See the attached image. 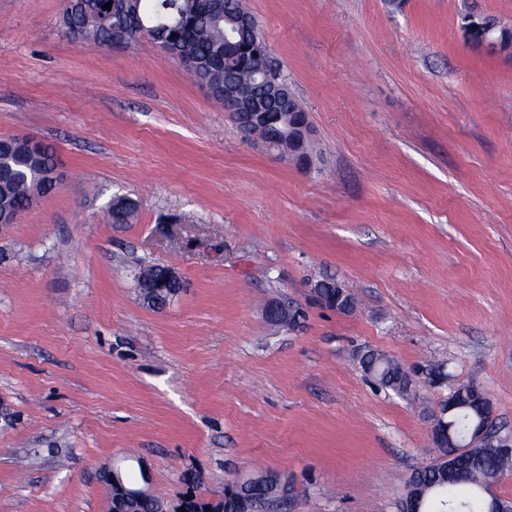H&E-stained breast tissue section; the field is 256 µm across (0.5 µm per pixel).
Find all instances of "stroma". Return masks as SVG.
I'll return each mask as SVG.
<instances>
[{
	"mask_svg": "<svg viewBox=\"0 0 512 512\" xmlns=\"http://www.w3.org/2000/svg\"><path fill=\"white\" fill-rule=\"evenodd\" d=\"M246 4L308 163L242 134L155 40L84 47L63 0H0V137L52 145L63 174L0 231V512H108L113 466L173 502L190 473L218 500L278 471L307 485L286 512H398L453 384L512 438V52L466 34L512 24V0ZM143 264L183 280L165 307ZM327 279L352 312L316 301ZM272 297L306 320L276 330ZM369 350L416 398L374 384Z\"/></svg>",
	"mask_w": 512,
	"mask_h": 512,
	"instance_id": "obj_1",
	"label": "stroma"
}]
</instances>
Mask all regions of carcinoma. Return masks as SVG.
<instances>
[{
    "label": "carcinoma",
    "mask_w": 512,
    "mask_h": 512,
    "mask_svg": "<svg viewBox=\"0 0 512 512\" xmlns=\"http://www.w3.org/2000/svg\"><path fill=\"white\" fill-rule=\"evenodd\" d=\"M111 3V8L103 6ZM143 20L145 32L129 29L131 14ZM60 24L73 39L82 38L96 47L114 43L127 48L147 35L161 44L178 63L193 61L197 67L193 76L211 92L213 99L232 114L236 127L265 140L285 130L288 113L303 111L294 94L267 114L261 127L252 124L247 103L266 93L270 83H282L280 70L269 68L259 75L258 66L269 59L266 42L258 27L245 35L233 29V20L224 15V3L203 6L199 0H74L63 10ZM25 154L16 150L0 160V218L17 222L30 207L31 198L53 191V185L26 170ZM134 203L124 197L115 199L109 216L114 224H126L134 213ZM317 300L332 310H350L353 296L334 281L316 289ZM303 312L298 306L289 311H277L275 319L281 327L295 328ZM360 367L372 374L378 386L400 396L408 395L414 381L404 376L401 366L386 356L368 351L359 358ZM467 396L463 408L448 415L452 437L460 441L487 423L480 405L475 383L464 385ZM512 466V454L504 455L498 448H480L455 458L458 480L446 481L445 470L431 465L416 471L411 484L423 486L426 493L423 512H487L488 498L484 486L496 482ZM279 487L261 475L238 481L234 476L226 481L223 512H268L278 499Z\"/></svg>",
    "instance_id": "1"
}]
</instances>
